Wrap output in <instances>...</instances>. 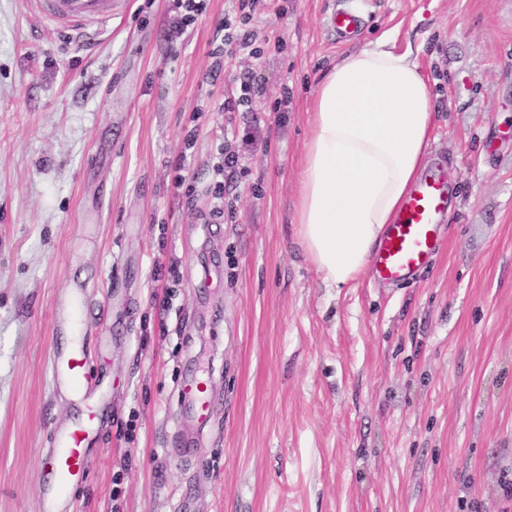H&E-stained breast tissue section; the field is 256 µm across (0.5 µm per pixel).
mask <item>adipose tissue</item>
<instances>
[{
    "label": "adipose tissue",
    "mask_w": 512,
    "mask_h": 512,
    "mask_svg": "<svg viewBox=\"0 0 512 512\" xmlns=\"http://www.w3.org/2000/svg\"><path fill=\"white\" fill-rule=\"evenodd\" d=\"M391 35L341 56L312 100L300 170L301 243L333 288L369 266L425 167L431 91L413 50Z\"/></svg>",
    "instance_id": "1"
}]
</instances>
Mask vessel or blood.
Segmentation results:
<instances>
[{
    "mask_svg": "<svg viewBox=\"0 0 512 512\" xmlns=\"http://www.w3.org/2000/svg\"><path fill=\"white\" fill-rule=\"evenodd\" d=\"M40 13L60 27L75 31L84 21L96 18L111 19L113 11L125 0H35ZM361 24L356 11L334 10L329 27L338 39L354 36ZM447 184L438 177H422L413 187L406 201L387 227L372 263L374 277L385 284L409 281L426 268L439 243L437 230L448 209ZM58 331L73 335L74 340L60 352L50 365L52 382L82 395L89 385L86 372L84 343L78 340V321L74 307L64 306L56 314ZM98 418L95 407L85 410V423L57 430L53 435V448L46 455L42 472L44 512H59L58 502L64 490L84 473L88 451L87 426Z\"/></svg>",
    "mask_w": 512,
    "mask_h": 512,
    "instance_id": "obj_1",
    "label": "vessel or blood"
}]
</instances>
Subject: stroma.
<instances>
[{"label":"stroma","instance_id":"stroma-1","mask_svg":"<svg viewBox=\"0 0 512 512\" xmlns=\"http://www.w3.org/2000/svg\"><path fill=\"white\" fill-rule=\"evenodd\" d=\"M341 1L358 39L328 27ZM227 19L260 53L216 70ZM86 25L0 0V512H41L52 431L83 419L48 370L73 287L112 396L74 512H512V0H207L180 32L129 0ZM386 32L428 78L456 204L415 280L332 288L296 222L311 100ZM246 75L250 111H219Z\"/></svg>","mask_w":512,"mask_h":512}]
</instances>
